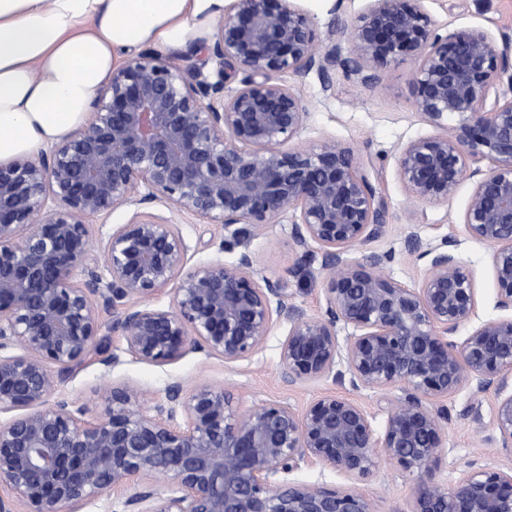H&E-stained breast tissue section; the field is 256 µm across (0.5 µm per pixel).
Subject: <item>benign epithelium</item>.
<instances>
[{"label": "benign epithelium", "instance_id": "1", "mask_svg": "<svg viewBox=\"0 0 512 512\" xmlns=\"http://www.w3.org/2000/svg\"><path fill=\"white\" fill-rule=\"evenodd\" d=\"M347 40L341 57L336 37ZM400 58L414 60L413 105L445 132L408 142L398 173L411 198L446 204L474 182L466 233L493 247L500 308L512 309V36L480 28L442 33L410 0H370L322 44L293 0H233L198 63L151 53L127 59L97 90L88 121L35 159L0 164V512H79L111 490L127 512H377L356 488L389 464L414 479L409 512H512V466L472 464L450 485L433 470L448 448L442 400L472 383L495 396L492 442L512 447V318L466 336L477 305L473 274L415 232L410 255L428 261L408 286L378 269L372 251L348 257L385 232L389 203L354 151L334 139L284 149L310 117L283 73L321 79L341 66L362 83ZM214 64L216 80L202 69ZM243 74L224 98L225 68ZM481 157L495 166L471 167ZM165 202L166 217L142 210ZM133 210L93 252L89 221ZM191 213L230 236L237 260L189 263L175 217ZM292 214L298 266L320 260L326 309L309 316L261 275L249 244ZM172 288V304L151 300ZM125 352L158 365L190 353L245 361L285 325L279 366L291 383L349 376L355 390H397L381 431L359 403L326 393L299 410L287 402L247 412L208 383L169 384L143 405L137 387L105 382L104 413L53 399L65 373L97 344L102 313ZM352 328L339 335L338 325ZM329 469L351 486L290 478L301 465Z\"/></svg>", "mask_w": 512, "mask_h": 512}]
</instances>
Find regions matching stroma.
Returning a JSON list of instances; mask_svg holds the SVG:
<instances>
[{"mask_svg": "<svg viewBox=\"0 0 512 512\" xmlns=\"http://www.w3.org/2000/svg\"><path fill=\"white\" fill-rule=\"evenodd\" d=\"M308 16L319 39H327L333 24L352 21L368 5V0H297ZM421 7L432 24L448 31L480 28L491 36L512 34V0H421ZM415 66L408 59L391 63L373 86L362 85L357 76L338 69L328 81L317 72L305 77L284 76V83L297 86L310 108V119L295 146H313L333 139L351 147L369 165L373 183L389 202V227L385 236L373 247L391 253L385 263V276L412 286L425 276L426 260L406 253L403 243L405 225L425 241L438 244L451 240V249L463 265L473 273L477 288L475 322L507 319L512 311L499 308L493 280L492 246L470 238L464 230L463 211L472 191L471 180H464L449 204H428L413 200L406 192L399 174L397 159L409 141L438 135L439 127L430 123L413 108V74ZM189 245L188 256L198 261L223 255L225 263H233L237 255L220 253L224 238L221 227L193 214L177 216ZM290 216H282L270 224L264 236L251 244L254 260L261 274L280 280L288 291L290 303L308 315L324 313V274L319 263L301 267L289 238ZM284 333L275 326L265 346L251 359L227 364L222 359L202 353H191L165 365L151 364L123 353L122 341L111 327H104L99 343L82 362L65 377L60 396L88 405L91 416L103 413L105 405L96 388L105 381L127 383L147 391L148 403L165 398L166 387L174 381L185 389L200 383L233 388L240 411L269 402H287L305 407L313 399L328 392L348 396L360 402L373 418L375 428H382L389 403L396 391L372 393L353 389L346 380H323L290 383L281 376L279 342ZM118 355L114 366H105L108 356ZM492 392L468 386L449 397L448 445L451 452L443 457L434 477L442 483L457 480L469 464L493 467L512 465V452L492 447L495 433L492 423ZM413 480L399 470L384 467L364 484L379 512H408L413 495Z\"/></svg>", "mask_w": 512, "mask_h": 512, "instance_id": "obj_1", "label": "stroma"}]
</instances>
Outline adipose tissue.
Returning a JSON list of instances; mask_svg holds the SVG:
<instances>
[{"label": "adipose tissue", "instance_id": "ef3b65f1", "mask_svg": "<svg viewBox=\"0 0 512 512\" xmlns=\"http://www.w3.org/2000/svg\"><path fill=\"white\" fill-rule=\"evenodd\" d=\"M226 0H0V163L58 143L86 120L124 56H174L205 40Z\"/></svg>", "mask_w": 512, "mask_h": 512}]
</instances>
